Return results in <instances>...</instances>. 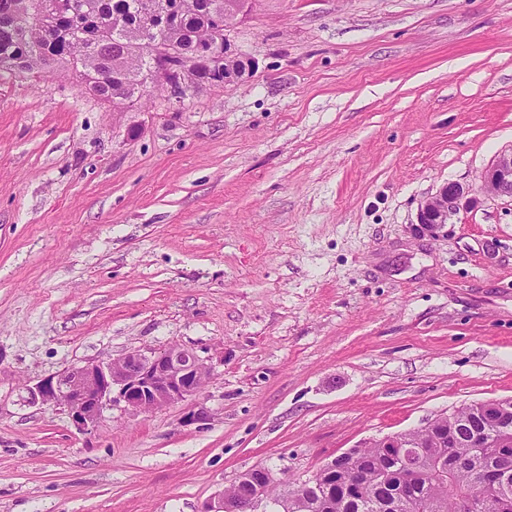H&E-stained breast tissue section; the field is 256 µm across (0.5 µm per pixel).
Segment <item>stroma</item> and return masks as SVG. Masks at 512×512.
<instances>
[{
  "label": "stroma",
  "instance_id": "stroma-1",
  "mask_svg": "<svg viewBox=\"0 0 512 512\" xmlns=\"http://www.w3.org/2000/svg\"><path fill=\"white\" fill-rule=\"evenodd\" d=\"M236 85L131 110L0 76V512H201L512 397V0H248ZM193 349L195 396L81 429L27 387ZM478 191L484 196L512 198V149L498 155L482 173ZM471 190L459 183L448 182L444 184L434 195L420 202L417 212V224L428 231L440 228L448 224V220L459 209L461 202ZM468 203L477 202L476 197L467 199Z\"/></svg>",
  "mask_w": 512,
  "mask_h": 512
}]
</instances>
